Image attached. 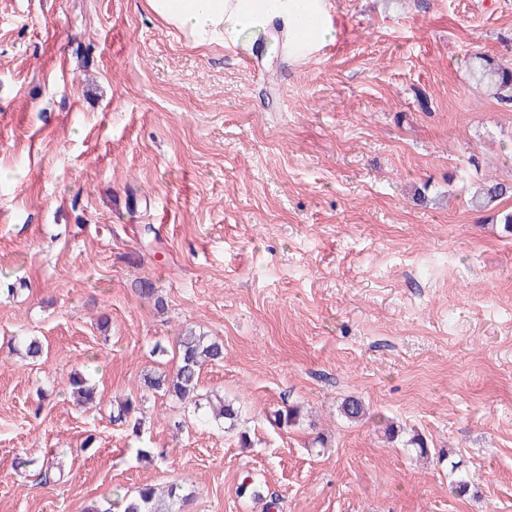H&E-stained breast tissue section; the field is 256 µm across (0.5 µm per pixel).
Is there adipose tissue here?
Returning <instances> with one entry per match:
<instances>
[{
	"label": "adipose tissue",
	"instance_id": "obj_1",
	"mask_svg": "<svg viewBox=\"0 0 512 512\" xmlns=\"http://www.w3.org/2000/svg\"><path fill=\"white\" fill-rule=\"evenodd\" d=\"M147 6L194 47H247V35L279 18L288 23L289 42H301L308 31L322 42L333 37L323 0H147Z\"/></svg>",
	"mask_w": 512,
	"mask_h": 512
}]
</instances>
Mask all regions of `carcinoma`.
<instances>
[{
  "label": "carcinoma",
  "mask_w": 512,
  "mask_h": 512,
  "mask_svg": "<svg viewBox=\"0 0 512 512\" xmlns=\"http://www.w3.org/2000/svg\"><path fill=\"white\" fill-rule=\"evenodd\" d=\"M470 75L473 82L486 89L498 102L512 104V65L504 64L493 58L477 52L470 59ZM512 194V183L501 182L488 178L476 186L470 204L475 210H483ZM18 350L24 357L37 362L43 358L44 346L34 337H20L17 342ZM175 354L178 359L176 370L171 374H146L142 378L141 388L144 395L139 399H128L120 403L117 415L113 416L116 423H126L134 419L132 433L137 435L141 428V419L136 417L144 409L147 394H159L178 401L186 408L192 409L193 414L202 424L223 423L232 430L239 420V407L233 399H227L217 393L199 392V376L201 370L213 364L224 361V342L210 338L206 334L193 329L184 331L176 337ZM69 385L73 396L81 405L94 402V388L87 385L86 380L78 373L69 375ZM341 413L349 420H358L365 415V407L357 398L346 399L341 406ZM300 410L290 407L277 411L273 422L277 426L297 425ZM168 502L156 499V490L152 487H142L136 494L125 496L120 503L123 512H177L173 509L176 502H187L188 496L179 493V487L170 484L167 490Z\"/></svg>",
  "instance_id": "carcinoma-1"
}]
</instances>
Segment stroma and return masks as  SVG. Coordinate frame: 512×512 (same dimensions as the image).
Segmentation results:
<instances>
[{"label": "stroma", "instance_id": "stroma-1", "mask_svg": "<svg viewBox=\"0 0 512 512\" xmlns=\"http://www.w3.org/2000/svg\"><path fill=\"white\" fill-rule=\"evenodd\" d=\"M326 9L318 49L269 30L244 51L190 46L146 0H0V512L175 480L185 512H512V237L468 203L512 182V106L466 66L512 63V0ZM186 326L223 340L200 388L239 431L159 397L129 436L113 411Z\"/></svg>", "mask_w": 512, "mask_h": 512}]
</instances>
